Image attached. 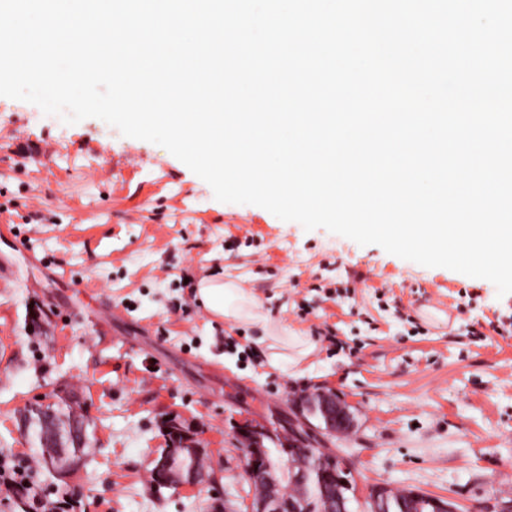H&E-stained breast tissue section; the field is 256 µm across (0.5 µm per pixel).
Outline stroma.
Instances as JSON below:
<instances>
[{
  "mask_svg": "<svg viewBox=\"0 0 512 512\" xmlns=\"http://www.w3.org/2000/svg\"><path fill=\"white\" fill-rule=\"evenodd\" d=\"M0 119V458L34 462L25 408L66 401L88 424L67 484L74 512H245L255 489L235 426H275L335 390L354 426L343 451L360 489H417L458 512L512 500V336L490 322L512 294L223 203L165 148L97 118L64 123L24 101ZM221 275L265 325L219 320L194 284ZM347 296L336 294L338 284ZM311 352L297 368L292 335ZM176 420L213 484L155 487L152 459Z\"/></svg>",
  "mask_w": 512,
  "mask_h": 512,
  "instance_id": "obj_1",
  "label": "stroma"
}]
</instances>
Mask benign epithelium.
I'll return each mask as SVG.
<instances>
[{"instance_id": "obj_1", "label": "benign epithelium", "mask_w": 512, "mask_h": 512, "mask_svg": "<svg viewBox=\"0 0 512 512\" xmlns=\"http://www.w3.org/2000/svg\"><path fill=\"white\" fill-rule=\"evenodd\" d=\"M288 420L295 425L288 442L275 438L274 430L253 423L245 418L236 427L242 448L246 477H259L264 485L262 496L252 500L248 512H352V495L356 489L352 482V467L349 458L342 453H324L315 463L296 454L295 449L309 444L315 433L330 437L349 430L352 418L349 411L336 400L331 390H322L306 396L304 402ZM167 432L176 438V447L166 448L154 459L152 472L156 484L166 488H200L211 483V478L200 474L189 464L199 455V448L181 428L171 420ZM293 483H310L322 486L327 482L336 484L331 496L321 498H299L288 496L284 486L287 478ZM371 512H388L387 487L376 485L366 496ZM429 506L428 512H457L454 504L441 497L428 495L420 490L407 493L403 512H415L420 502Z\"/></svg>"}]
</instances>
